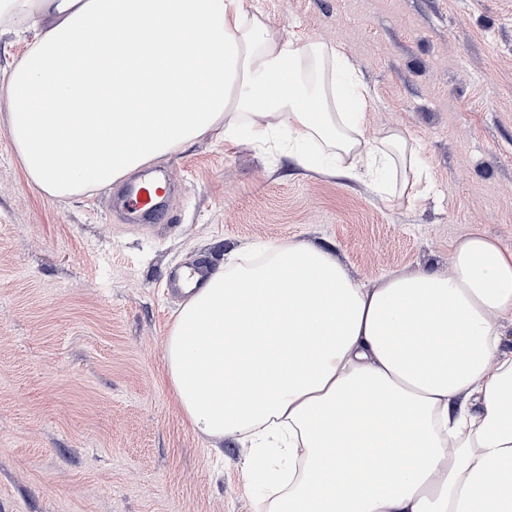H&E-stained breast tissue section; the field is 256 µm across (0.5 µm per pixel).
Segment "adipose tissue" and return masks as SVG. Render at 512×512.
<instances>
[{
    "mask_svg": "<svg viewBox=\"0 0 512 512\" xmlns=\"http://www.w3.org/2000/svg\"><path fill=\"white\" fill-rule=\"evenodd\" d=\"M243 2L0 0L1 23L51 19L0 79L29 183L68 198L199 139L263 150L285 130L309 161L429 193L414 139H365L370 91L346 57ZM186 281L170 386L207 436L287 458L249 465L276 491L262 512H512V250L469 233L447 272L368 287L330 249L288 243Z\"/></svg>",
    "mask_w": 512,
    "mask_h": 512,
    "instance_id": "1",
    "label": "adipose tissue"
}]
</instances>
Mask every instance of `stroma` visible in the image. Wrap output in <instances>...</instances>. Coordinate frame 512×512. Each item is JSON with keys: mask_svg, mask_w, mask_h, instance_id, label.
Instances as JSON below:
<instances>
[{"mask_svg": "<svg viewBox=\"0 0 512 512\" xmlns=\"http://www.w3.org/2000/svg\"><path fill=\"white\" fill-rule=\"evenodd\" d=\"M279 37L340 49L372 91L366 137L418 140L436 183L387 205L364 180L248 141L151 163L166 217L119 184L64 201L31 185L0 99V512H255L252 451L182 417L164 375L170 275L245 246L332 247L365 284L448 269L453 241L512 248V0H245ZM161 191L158 187L138 185L125 194L126 207L144 216L158 217L161 213Z\"/></svg>", "mask_w": 512, "mask_h": 512, "instance_id": "stroma-1", "label": "stroma"}]
</instances>
